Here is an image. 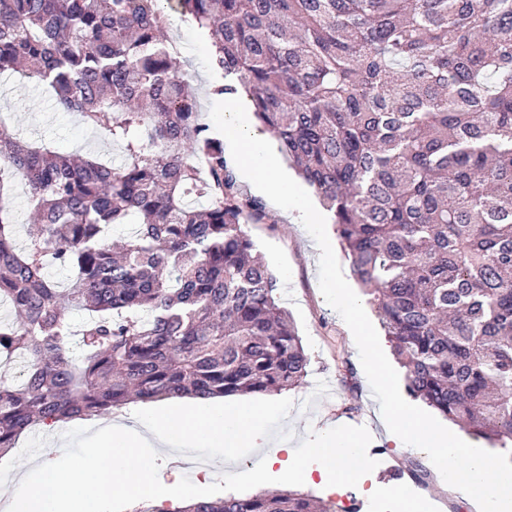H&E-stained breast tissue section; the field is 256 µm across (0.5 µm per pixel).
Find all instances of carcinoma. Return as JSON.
<instances>
[{
	"instance_id": "carcinoma-1",
	"label": "carcinoma",
	"mask_w": 512,
	"mask_h": 512,
	"mask_svg": "<svg viewBox=\"0 0 512 512\" xmlns=\"http://www.w3.org/2000/svg\"><path fill=\"white\" fill-rule=\"evenodd\" d=\"M159 0H0L22 72L125 142L117 165L0 125V450L131 401L277 393L310 358L247 225L268 221L199 119ZM218 97L254 114L331 213L405 390L512 450V0H173ZM35 222L14 241L15 182ZM135 219L131 238L108 243ZM70 273L66 288L47 266ZM91 313L80 327L67 318ZM78 338L81 356L71 341ZM173 512H329L293 490Z\"/></svg>"
}]
</instances>
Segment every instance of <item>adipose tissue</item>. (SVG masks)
Returning <instances> with one entry per match:
<instances>
[{
  "mask_svg": "<svg viewBox=\"0 0 512 512\" xmlns=\"http://www.w3.org/2000/svg\"><path fill=\"white\" fill-rule=\"evenodd\" d=\"M224 136L242 172L263 167L262 190L272 202L283 204L288 198V177L277 157L268 152V136L252 123L241 96L227 99ZM270 411L266 404H228L215 397L203 403L185 400L173 407H148L131 421H84L88 435L82 464L61 469L30 461L0 483V512H112L116 493L133 504L147 498L158 503L190 500L191 487L167 469L173 453L211 448L217 458L232 456L255 441ZM355 442V435L349 433L312 444L309 453L320 463L315 471L279 460L273 453L264 464H280L284 477L296 482L308 483L313 475H320L323 483L338 490L356 477Z\"/></svg>",
  "mask_w": 512,
  "mask_h": 512,
  "instance_id": "1",
  "label": "adipose tissue"
}]
</instances>
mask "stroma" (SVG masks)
I'll return each mask as SVG.
<instances>
[{
  "mask_svg": "<svg viewBox=\"0 0 512 512\" xmlns=\"http://www.w3.org/2000/svg\"><path fill=\"white\" fill-rule=\"evenodd\" d=\"M168 35L181 47V68L194 89L202 122L216 134H223L224 101L210 93L219 77L208 65V38L192 22L176 14L171 17ZM0 123L23 141L64 154L78 152L106 163L122 157L120 144L103 137L101 129L87 125L81 113L63 109L45 88L16 75H0ZM267 211L269 223L249 225L248 233L278 276L281 301L311 358L307 383L272 394V401L280 409L269 417L261 447L239 449L222 467L213 470L210 478H203L197 467L198 461L207 459L208 449H183L178 461L182 479L196 486L202 500L275 492L282 488L279 467L265 470L263 486L253 483L254 473L267 452H277L282 459L303 458L312 467L315 459L305 456L311 433L326 426L359 427L363 433L356 443L357 456L366 465L357 478L340 494L318 481L304 485L305 493L331 503L356 497L359 512H396L393 491L402 486L424 503L425 512H473L458 496L438 492L435 472H428L421 483L387 473L390 465L400 467L410 461L427 465V456L417 448L398 447L383 426L380 404L361 365L353 334L321 294L320 250L298 211L272 204ZM340 349L345 350L354 366L355 375L346 382L336 374V352ZM48 441L49 435L42 426L27 431L14 448L0 453V475L18 469L24 460L40 457Z\"/></svg>",
  "mask_w": 512,
  "mask_h": 512,
  "instance_id": "stroma-1",
  "label": "stroma"
}]
</instances>
